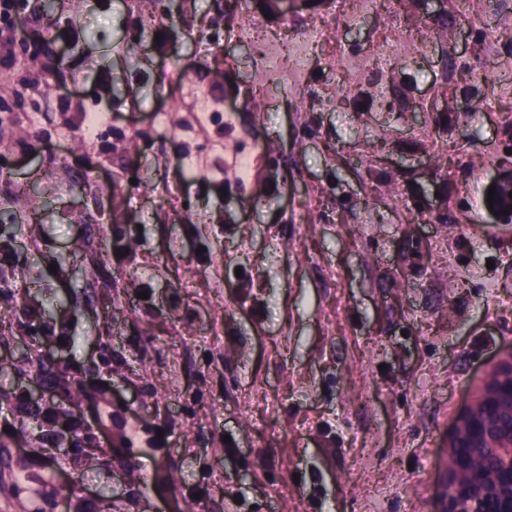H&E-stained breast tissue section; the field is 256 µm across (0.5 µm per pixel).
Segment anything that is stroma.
Instances as JSON below:
<instances>
[{
	"mask_svg": "<svg viewBox=\"0 0 512 512\" xmlns=\"http://www.w3.org/2000/svg\"><path fill=\"white\" fill-rule=\"evenodd\" d=\"M43 4L19 0L23 32L0 19V98L28 102L0 111V225L39 217L0 261L25 292L0 297V315L68 296L42 352L82 372L110 347L111 375L90 383L127 411L125 431L168 451L59 472L1 408L0 441L32 482L1 469L0 512L22 494L40 512H71L76 494L96 512H440L448 433L512 344V223L486 204L512 172V0H388L377 14L300 0L284 21L246 0L230 27L224 0H157L149 39L130 0ZM310 23L323 35L293 66ZM242 25L262 40L238 39ZM33 32L62 71L19 54ZM223 61L261 111H225L210 78ZM193 104L211 109L199 130ZM94 108L110 128L89 144L78 130ZM271 140L280 165H255L269 198L256 208L254 184L226 188L224 171ZM130 170L147 183L124 206L138 259L103 267L85 229ZM410 201L447 207V223H412ZM31 344L0 335L1 387L25 383Z\"/></svg>",
	"mask_w": 512,
	"mask_h": 512,
	"instance_id": "obj_1",
	"label": "stroma"
}]
</instances>
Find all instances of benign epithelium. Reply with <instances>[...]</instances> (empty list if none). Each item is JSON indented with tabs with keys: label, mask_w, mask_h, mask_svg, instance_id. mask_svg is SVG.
<instances>
[{
	"label": "benign epithelium",
	"mask_w": 512,
	"mask_h": 512,
	"mask_svg": "<svg viewBox=\"0 0 512 512\" xmlns=\"http://www.w3.org/2000/svg\"><path fill=\"white\" fill-rule=\"evenodd\" d=\"M441 512H512V344L448 434Z\"/></svg>",
	"instance_id": "obj_1"
}]
</instances>
